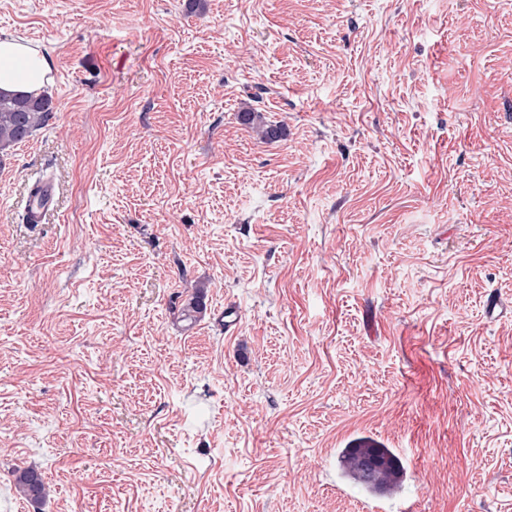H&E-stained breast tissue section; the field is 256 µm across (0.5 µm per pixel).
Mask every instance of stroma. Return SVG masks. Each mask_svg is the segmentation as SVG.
<instances>
[{
    "mask_svg": "<svg viewBox=\"0 0 512 512\" xmlns=\"http://www.w3.org/2000/svg\"><path fill=\"white\" fill-rule=\"evenodd\" d=\"M3 33L55 109L0 158V512H512V0H0ZM55 201L54 185L50 182H43L39 190L27 199L25 208L32 214L36 224H42L47 213L53 208ZM345 448L341 463L345 473L354 482L369 490H383L396 485L403 474L399 460L388 450L369 439L357 440ZM377 456L378 464L370 465L369 459ZM14 485L21 495L34 504L42 502L48 495V489L41 474L33 468H15Z\"/></svg>",
    "mask_w": 512,
    "mask_h": 512,
    "instance_id": "obj_1",
    "label": "stroma"
}]
</instances>
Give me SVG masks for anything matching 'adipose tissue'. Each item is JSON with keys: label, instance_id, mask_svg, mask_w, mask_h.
I'll use <instances>...</instances> for the list:
<instances>
[{"label": "adipose tissue", "instance_id": "obj_1", "mask_svg": "<svg viewBox=\"0 0 512 512\" xmlns=\"http://www.w3.org/2000/svg\"><path fill=\"white\" fill-rule=\"evenodd\" d=\"M49 58L39 48L11 37L0 38V91L28 93L52 80Z\"/></svg>", "mask_w": 512, "mask_h": 512}]
</instances>
